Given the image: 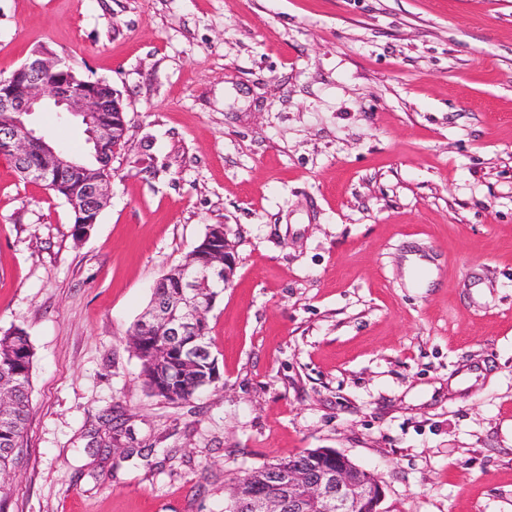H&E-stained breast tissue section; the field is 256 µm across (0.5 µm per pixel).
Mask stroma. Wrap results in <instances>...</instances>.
<instances>
[{"instance_id": "stroma-1", "label": "stroma", "mask_w": 512, "mask_h": 512, "mask_svg": "<svg viewBox=\"0 0 512 512\" xmlns=\"http://www.w3.org/2000/svg\"><path fill=\"white\" fill-rule=\"evenodd\" d=\"M43 47L127 134L79 242L0 155V332L35 349L5 512H224L225 478L314 448L381 512H512V0H0V76ZM212 224L220 380L173 405L127 332ZM106 408L157 455L89 452Z\"/></svg>"}]
</instances>
